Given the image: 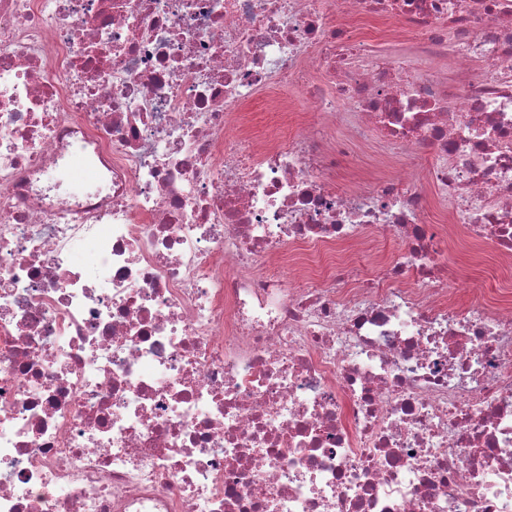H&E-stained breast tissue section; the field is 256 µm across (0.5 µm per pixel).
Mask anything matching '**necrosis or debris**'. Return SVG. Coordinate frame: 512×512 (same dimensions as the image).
I'll return each mask as SVG.
<instances>
[{
    "instance_id": "1",
    "label": "necrosis or debris",
    "mask_w": 512,
    "mask_h": 512,
    "mask_svg": "<svg viewBox=\"0 0 512 512\" xmlns=\"http://www.w3.org/2000/svg\"><path fill=\"white\" fill-rule=\"evenodd\" d=\"M459 240L512 269V0H0V512H512V293L459 305ZM336 23L337 24H347L357 28L364 35L371 37L374 39V44L376 49L390 52V53H398L403 46L396 44L394 42H390L384 38H381L380 30L383 28L380 24L375 22H371L368 20L354 21L351 16L336 13ZM272 96V93L260 95L249 109L248 126L252 134L260 140L286 131L287 124L295 125L298 113L304 112V107L298 99L287 111L275 110L272 106Z\"/></svg>"
}]
</instances>
